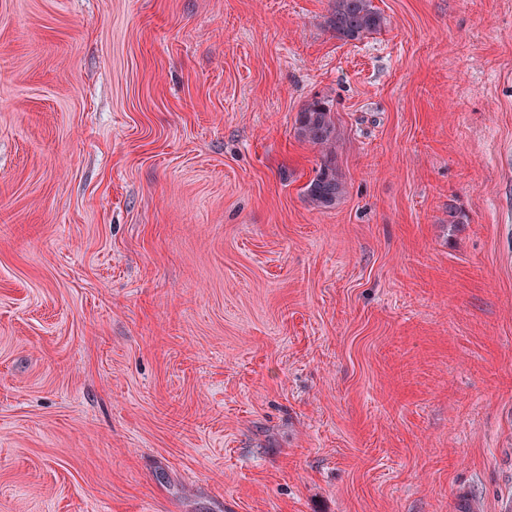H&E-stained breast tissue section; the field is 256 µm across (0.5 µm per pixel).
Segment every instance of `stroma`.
I'll list each match as a JSON object with an SVG mask.
<instances>
[{
	"label": "stroma",
	"mask_w": 512,
	"mask_h": 512,
	"mask_svg": "<svg viewBox=\"0 0 512 512\" xmlns=\"http://www.w3.org/2000/svg\"><path fill=\"white\" fill-rule=\"evenodd\" d=\"M373 3L0 0V512L512 507V0ZM325 24L336 39L347 42L382 29L386 19L372 0H333ZM297 136L317 147L321 163L306 186V196L317 209L336 206L345 193L342 175L336 167V121L333 112L318 99L308 103L298 116Z\"/></svg>",
	"instance_id": "35a3bbf8"
}]
</instances>
